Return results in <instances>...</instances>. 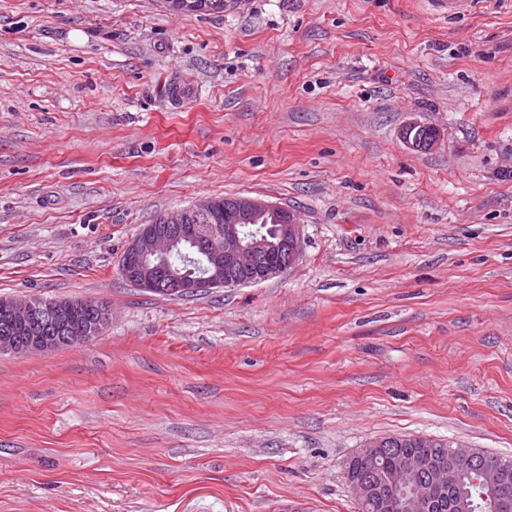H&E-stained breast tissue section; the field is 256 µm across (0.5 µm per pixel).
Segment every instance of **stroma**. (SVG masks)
I'll return each mask as SVG.
<instances>
[{
  "instance_id": "1",
  "label": "stroma",
  "mask_w": 512,
  "mask_h": 512,
  "mask_svg": "<svg viewBox=\"0 0 512 512\" xmlns=\"http://www.w3.org/2000/svg\"><path fill=\"white\" fill-rule=\"evenodd\" d=\"M224 196L294 209L299 264L125 280L142 225ZM0 296L112 308L0 354V512H358L365 440L512 456V0H0Z\"/></svg>"
}]
</instances>
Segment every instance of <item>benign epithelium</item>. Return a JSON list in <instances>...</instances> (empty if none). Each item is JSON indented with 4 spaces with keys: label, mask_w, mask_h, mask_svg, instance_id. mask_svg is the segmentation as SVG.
Segmentation results:
<instances>
[{
    "label": "benign epithelium",
    "mask_w": 512,
    "mask_h": 512,
    "mask_svg": "<svg viewBox=\"0 0 512 512\" xmlns=\"http://www.w3.org/2000/svg\"><path fill=\"white\" fill-rule=\"evenodd\" d=\"M162 3L169 13L178 16L206 8L204 0H162ZM222 201L234 203L237 223L224 225V245L204 250L208 270L196 277L170 274L163 279L158 276L152 262L166 259L173 243L196 236L191 216L208 214ZM222 201L205 199L189 209L163 213L157 223L144 225L124 250L121 271L125 279L144 291H165L187 297L222 286L259 284L280 276L298 263L301 221L296 211L258 198L226 197ZM268 212L285 213L284 222L278 225L277 238L245 240L243 231L254 217ZM0 306L11 314L15 324L36 332V337L27 342L16 336H0L1 354L48 352L62 346L78 347L87 341L85 336H68L59 331L43 335L47 326L66 322L74 308L70 299L58 298L43 306L36 296L2 297ZM449 450L456 461L454 468L431 466L415 455L398 451V466L394 472L385 477L374 474L354 481L350 489L359 503L380 499L386 512H399L403 486L411 480L418 489L410 507L415 512H423L426 507L440 505L448 491L455 488L461 467L473 468L478 464L477 452L468 443L451 440Z\"/></svg>",
    "instance_id": "1"
}]
</instances>
